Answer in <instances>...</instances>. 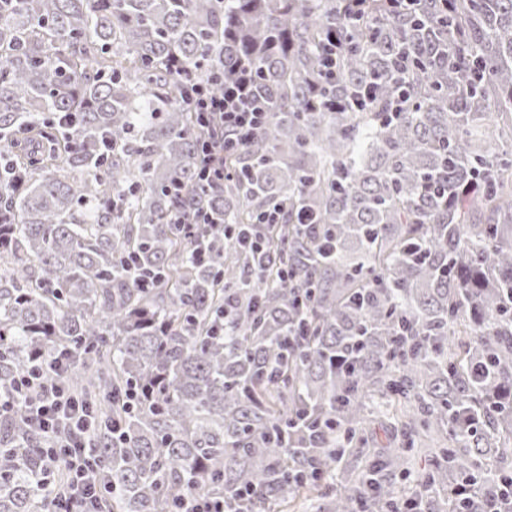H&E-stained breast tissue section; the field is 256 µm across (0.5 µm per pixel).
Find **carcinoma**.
I'll return each mask as SVG.
<instances>
[{
    "mask_svg": "<svg viewBox=\"0 0 512 512\" xmlns=\"http://www.w3.org/2000/svg\"><path fill=\"white\" fill-rule=\"evenodd\" d=\"M174 58L268 105L209 185ZM1 225L0 386L66 365L104 512H388L419 457L428 509L512 494V0H0ZM44 444L0 419V512ZM176 512H229L225 507L224 497H198L192 494L181 496Z\"/></svg>",
    "mask_w": 512,
    "mask_h": 512,
    "instance_id": "1",
    "label": "carcinoma"
}]
</instances>
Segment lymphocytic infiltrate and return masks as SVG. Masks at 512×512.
<instances>
[{
    "label": "lymphocytic infiltrate",
    "instance_id": "1",
    "mask_svg": "<svg viewBox=\"0 0 512 512\" xmlns=\"http://www.w3.org/2000/svg\"><path fill=\"white\" fill-rule=\"evenodd\" d=\"M182 97L194 109L199 128L212 117L236 133L256 129L265 117L264 103L252 88L248 75H240L222 96L187 80ZM23 410L32 426L47 441L44 464L50 472H63L65 482L53 500L51 512H92L91 506L110 493L100 486L95 473L93 428L83 406L60 384L48 382L43 366L34 365L8 390L0 389V415Z\"/></svg>",
    "mask_w": 512,
    "mask_h": 512
}]
</instances>
